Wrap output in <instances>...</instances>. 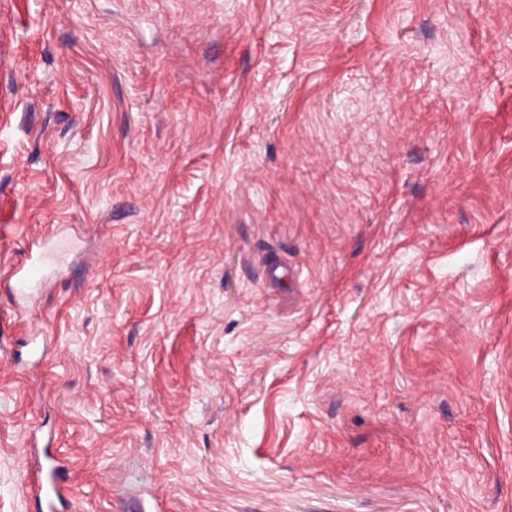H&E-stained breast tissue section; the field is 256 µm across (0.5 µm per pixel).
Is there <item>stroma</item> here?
Wrapping results in <instances>:
<instances>
[{
  "instance_id": "obj_1",
  "label": "stroma",
  "mask_w": 512,
  "mask_h": 512,
  "mask_svg": "<svg viewBox=\"0 0 512 512\" xmlns=\"http://www.w3.org/2000/svg\"><path fill=\"white\" fill-rule=\"evenodd\" d=\"M0 512H512V0H0ZM278 262L287 282L273 285ZM43 248V250H41ZM27 256L23 263L12 266L1 272V279L7 278L10 295L15 302L19 298L34 302L40 293L47 288L48 276L44 273V263L47 258V250L42 246V240L27 247ZM63 481V472L58 464L39 467L33 479V493L40 502L41 511H58L57 504L60 503L62 496Z\"/></svg>"
}]
</instances>
